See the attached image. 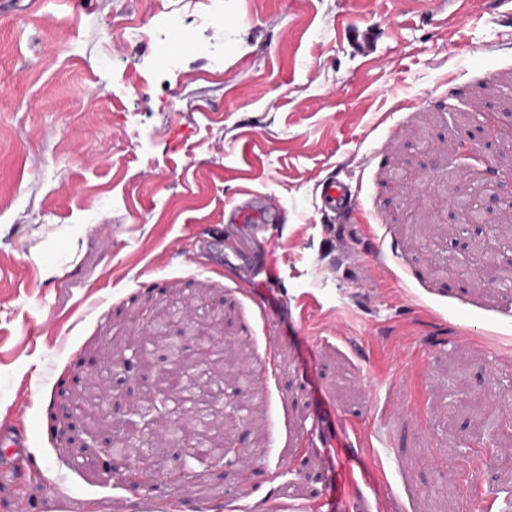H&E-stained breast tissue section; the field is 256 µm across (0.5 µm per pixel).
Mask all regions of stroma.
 I'll use <instances>...</instances> for the list:
<instances>
[{
  "mask_svg": "<svg viewBox=\"0 0 512 512\" xmlns=\"http://www.w3.org/2000/svg\"><path fill=\"white\" fill-rule=\"evenodd\" d=\"M190 17L181 33L167 18ZM371 29L361 54L350 30ZM512 109L499 0H17L0 14V423L30 471L0 469V512H151L58 432L96 359L109 439L158 372L114 366L167 303L185 362L224 311V432L241 465L172 485L184 512H512V292L448 278L418 252L475 236L429 200L487 178L450 166L485 100ZM431 143L408 158L410 140ZM349 178L370 225L325 214ZM248 184L280 205L276 276L246 292L197 241ZM403 195L405 210L382 200ZM394 281V288L374 282ZM262 392L234 394L237 375Z\"/></svg>",
  "mask_w": 512,
  "mask_h": 512,
  "instance_id": "1",
  "label": "stroma"
}]
</instances>
